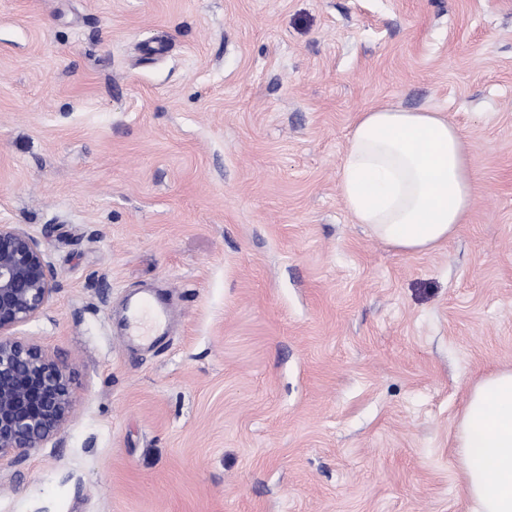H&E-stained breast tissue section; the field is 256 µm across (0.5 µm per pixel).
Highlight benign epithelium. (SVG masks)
Wrapping results in <instances>:
<instances>
[{
	"mask_svg": "<svg viewBox=\"0 0 512 512\" xmlns=\"http://www.w3.org/2000/svg\"><path fill=\"white\" fill-rule=\"evenodd\" d=\"M58 290L38 240L0 224V459L25 460L61 435L75 407L63 361L12 330L43 316Z\"/></svg>",
	"mask_w": 512,
	"mask_h": 512,
	"instance_id": "obj_1",
	"label": "benign epithelium"
}]
</instances>
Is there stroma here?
Instances as JSON below:
<instances>
[{
    "label": "stroma",
    "mask_w": 512,
    "mask_h": 512,
    "mask_svg": "<svg viewBox=\"0 0 512 512\" xmlns=\"http://www.w3.org/2000/svg\"><path fill=\"white\" fill-rule=\"evenodd\" d=\"M440 112L479 191L408 254L338 193L359 113ZM0 223L70 371L0 512H470L455 422L512 366V0H0ZM169 339L126 347L134 288Z\"/></svg>",
    "instance_id": "stroma-1"
}]
</instances>
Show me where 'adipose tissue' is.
Returning a JSON list of instances; mask_svg holds the SVG:
<instances>
[{"label": "adipose tissue", "mask_w": 512, "mask_h": 512, "mask_svg": "<svg viewBox=\"0 0 512 512\" xmlns=\"http://www.w3.org/2000/svg\"><path fill=\"white\" fill-rule=\"evenodd\" d=\"M338 190L372 235L405 253L445 244L477 198L472 157L438 112L360 113ZM464 493L475 512H512V367L472 387L456 419Z\"/></svg>", "instance_id": "adipose-tissue-1"}]
</instances>
